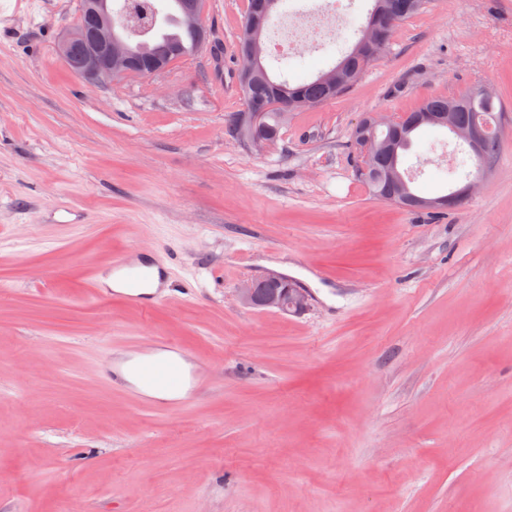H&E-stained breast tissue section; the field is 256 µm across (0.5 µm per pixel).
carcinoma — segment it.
I'll use <instances>...</instances> for the list:
<instances>
[{"label":"carcinoma","mask_w":512,"mask_h":512,"mask_svg":"<svg viewBox=\"0 0 512 512\" xmlns=\"http://www.w3.org/2000/svg\"><path fill=\"white\" fill-rule=\"evenodd\" d=\"M425 3L426 0H372L366 24L354 31V44L332 67L343 78V84L339 88L321 82V77L326 75L324 71L315 79L298 85H291L286 79H273L263 64V34L268 23H263L253 32L249 31L247 25H242L238 35V47L242 49L248 42L256 43L259 59L256 70L248 80L238 79L240 90L244 102L261 101L268 104L269 108L264 112L260 128H254L237 116L232 121L230 131L245 141L260 135L272 143L276 142L285 125V113L321 105L346 92L386 52V49L375 44L385 30L384 22L398 24L419 12ZM473 93L474 90L470 89L454 97L428 96L415 110L406 113L403 123L392 131L373 126L368 116L363 119L362 124L354 128V140L373 134L379 141L388 139L393 144V149L382 151L370 162L357 160L356 175L375 199L393 202L411 211L425 209L423 202L427 198L414 192L411 178L400 168L401 157L410 149L415 134L425 126L446 128L452 124L466 127L475 122H482L490 127L498 126L501 102L494 98L473 99Z\"/></svg>","instance_id":"obj_1"}]
</instances>
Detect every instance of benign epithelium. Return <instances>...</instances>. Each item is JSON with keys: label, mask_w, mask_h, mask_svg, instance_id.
Wrapping results in <instances>:
<instances>
[{"label": "benign epithelium", "mask_w": 512, "mask_h": 512, "mask_svg": "<svg viewBox=\"0 0 512 512\" xmlns=\"http://www.w3.org/2000/svg\"><path fill=\"white\" fill-rule=\"evenodd\" d=\"M185 24L206 34L200 0H186ZM130 18L123 12L112 10V0H86L81 25L68 33L61 44L67 63L72 70L89 82H100L119 75L153 76L169 66L173 50L156 49L149 70L141 68L134 50L137 39L130 35ZM465 143L476 158H483V146L491 131L484 125L473 124L464 130ZM479 179L475 178L462 188L435 203L454 208L471 197ZM269 290H259L257 280H247L237 288L240 302L252 309L300 313L309 306V295L302 288L289 285L290 279L276 274L265 276Z\"/></svg>", "instance_id": "1"}]
</instances>
